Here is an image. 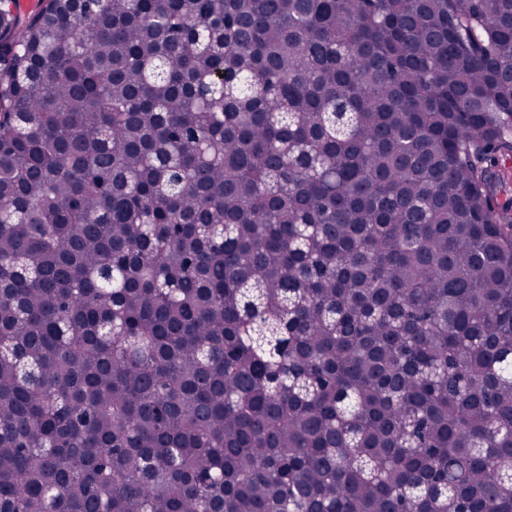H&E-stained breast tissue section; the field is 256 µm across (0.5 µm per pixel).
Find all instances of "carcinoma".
<instances>
[{"mask_svg":"<svg viewBox=\"0 0 512 512\" xmlns=\"http://www.w3.org/2000/svg\"><path fill=\"white\" fill-rule=\"evenodd\" d=\"M512 0H0V512H512Z\"/></svg>","mask_w":512,"mask_h":512,"instance_id":"cac0c4a2","label":"carcinoma"}]
</instances>
